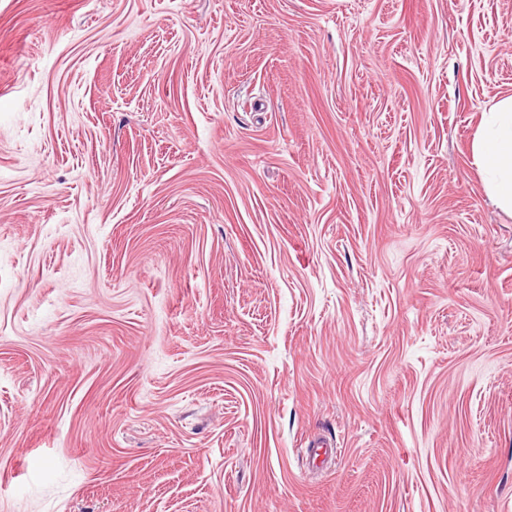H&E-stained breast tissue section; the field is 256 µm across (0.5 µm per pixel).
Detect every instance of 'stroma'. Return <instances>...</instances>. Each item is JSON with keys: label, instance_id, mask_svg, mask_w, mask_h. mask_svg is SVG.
<instances>
[{"label": "stroma", "instance_id": "obj_1", "mask_svg": "<svg viewBox=\"0 0 512 512\" xmlns=\"http://www.w3.org/2000/svg\"><path fill=\"white\" fill-rule=\"evenodd\" d=\"M508 96L512 0H0V512H512ZM475 159L494 202L512 213V97L483 112Z\"/></svg>", "mask_w": 512, "mask_h": 512}]
</instances>
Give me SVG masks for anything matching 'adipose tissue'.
<instances>
[{
  "mask_svg": "<svg viewBox=\"0 0 512 512\" xmlns=\"http://www.w3.org/2000/svg\"><path fill=\"white\" fill-rule=\"evenodd\" d=\"M475 159L490 197L512 213V97L499 99L484 112Z\"/></svg>",
  "mask_w": 512,
  "mask_h": 512,
  "instance_id": "adipose-tissue-1",
  "label": "adipose tissue"
}]
</instances>
